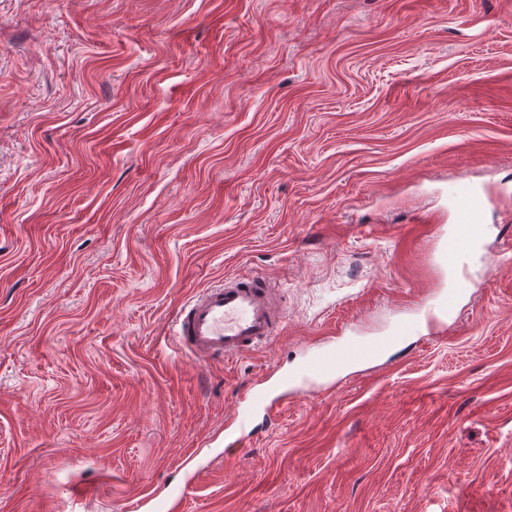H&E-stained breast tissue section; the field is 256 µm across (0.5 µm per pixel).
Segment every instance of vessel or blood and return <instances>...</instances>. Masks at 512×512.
<instances>
[{"mask_svg": "<svg viewBox=\"0 0 512 512\" xmlns=\"http://www.w3.org/2000/svg\"><path fill=\"white\" fill-rule=\"evenodd\" d=\"M457 222L441 244L442 263L459 269L455 288L440 307L454 313L468 293V277L462 274L464 259L483 239L486 229L479 221L482 202L466 179L454 188ZM283 330V315L278 307L276 288L258 275L239 274L225 278L223 285L208 288L193 296L180 310L173 335L181 350L199 361L230 358L275 340ZM417 331L414 322L402 320L389 335L372 341L351 339L315 353L298 373L280 378L284 387L302 380L309 386L331 381L344 367L364 365L405 337Z\"/></svg>", "mask_w": 512, "mask_h": 512, "instance_id": "1", "label": "vessel or blood"}]
</instances>
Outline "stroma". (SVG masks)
Instances as JSON below:
<instances>
[{
    "mask_svg": "<svg viewBox=\"0 0 512 512\" xmlns=\"http://www.w3.org/2000/svg\"><path fill=\"white\" fill-rule=\"evenodd\" d=\"M462 175L487 234L455 323L251 407L448 289ZM243 272L282 334L182 355L177 310ZM75 488L512 512V0H0V512Z\"/></svg>",
    "mask_w": 512,
    "mask_h": 512,
    "instance_id": "35a3bbf8",
    "label": "stroma"
}]
</instances>
